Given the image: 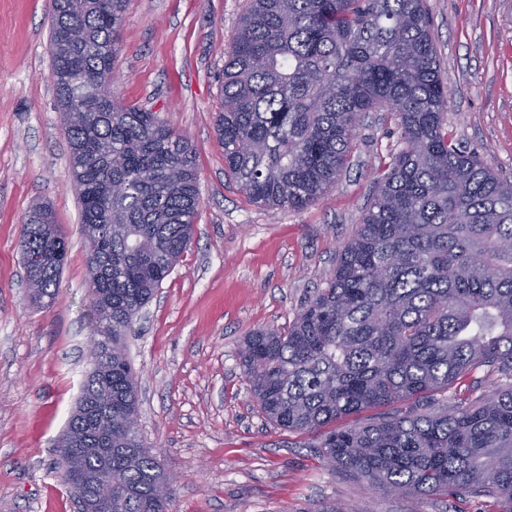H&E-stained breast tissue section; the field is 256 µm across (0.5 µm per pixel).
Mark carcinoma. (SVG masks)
Returning <instances> with one entry per match:
<instances>
[{
    "label": "carcinoma",
    "instance_id": "1",
    "mask_svg": "<svg viewBox=\"0 0 512 512\" xmlns=\"http://www.w3.org/2000/svg\"><path fill=\"white\" fill-rule=\"evenodd\" d=\"M125 2L54 0L53 76L103 327L57 448L62 470L112 486L110 512H167L156 456L124 431L138 415L125 338L190 242L198 172L193 148L157 113L101 90ZM220 94L224 165L267 208L323 198L366 112L393 113L404 144L333 279L286 333L245 337L260 411L377 492L484 497L512 512V182L448 135L424 0H251ZM23 238L41 302L67 241L47 205L30 212ZM39 254L52 262L33 269L28 256ZM374 409L372 422L332 427Z\"/></svg>",
    "mask_w": 512,
    "mask_h": 512
}]
</instances>
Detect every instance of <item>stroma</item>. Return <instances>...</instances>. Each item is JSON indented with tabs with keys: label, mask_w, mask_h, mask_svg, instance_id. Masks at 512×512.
I'll use <instances>...</instances> for the list:
<instances>
[{
	"label": "stroma",
	"mask_w": 512,
	"mask_h": 512,
	"mask_svg": "<svg viewBox=\"0 0 512 512\" xmlns=\"http://www.w3.org/2000/svg\"><path fill=\"white\" fill-rule=\"evenodd\" d=\"M448 80V130L512 181V0H425ZM250 0H127L112 92L158 113L196 153L192 240L126 338L140 434L177 479L168 512H484L482 499L375 493L332 469L310 436L255 403L240 344L287 330L334 277L377 178L402 143L396 117L366 113L335 186L303 210L243 194L216 141L224 62ZM54 0H0V512H78L58 439L98 335L81 207L52 76ZM46 204L70 249L52 302L33 303L19 240Z\"/></svg>",
	"instance_id": "obj_1"
}]
</instances>
